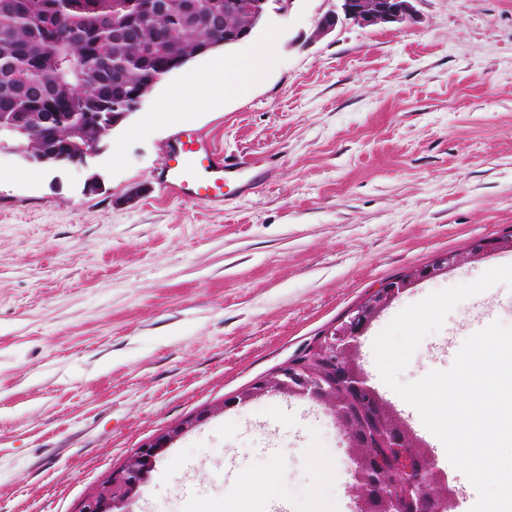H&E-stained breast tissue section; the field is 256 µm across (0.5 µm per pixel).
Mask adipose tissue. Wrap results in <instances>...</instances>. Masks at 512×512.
<instances>
[{"label": "adipose tissue", "mask_w": 512, "mask_h": 512, "mask_svg": "<svg viewBox=\"0 0 512 512\" xmlns=\"http://www.w3.org/2000/svg\"><path fill=\"white\" fill-rule=\"evenodd\" d=\"M276 33H269L266 40L253 45L243 58H222L218 66L220 78L211 74L190 76L189 80L160 100L158 112L165 117H176L195 103L225 100L246 95L261 78L269 61V42L275 41Z\"/></svg>", "instance_id": "adipose-tissue-1"}]
</instances>
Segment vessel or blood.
Masks as SVG:
<instances>
[{
    "mask_svg": "<svg viewBox=\"0 0 512 512\" xmlns=\"http://www.w3.org/2000/svg\"><path fill=\"white\" fill-rule=\"evenodd\" d=\"M252 166L250 158L229 159L214 143L185 128L175 135L155 181L168 194L216 207L253 189L254 180L246 176Z\"/></svg>",
    "mask_w": 512,
    "mask_h": 512,
    "instance_id": "1",
    "label": "vessel or blood"
}]
</instances>
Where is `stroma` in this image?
Here are the masks:
<instances>
[{
  "instance_id": "1",
  "label": "stroma",
  "mask_w": 512,
  "mask_h": 512,
  "mask_svg": "<svg viewBox=\"0 0 512 512\" xmlns=\"http://www.w3.org/2000/svg\"><path fill=\"white\" fill-rule=\"evenodd\" d=\"M335 0L269 10L275 63L245 97L157 121L167 74L86 165L16 180L0 152V512H80L142 444L196 413L125 512H264L244 482L282 476L296 512H355L348 444L306 398L237 393L301 356L381 284L479 237L512 234V0H417V23L340 21ZM146 125L144 136L128 130ZM189 127L264 181L224 208L162 193ZM97 178L89 187V178ZM512 264V248L408 288L359 340L358 363L470 512L477 492L381 379L373 343L406 306ZM512 326V288L460 303L402 374L452 366L483 316ZM336 463L322 479L317 457Z\"/></svg>"
}]
</instances>
